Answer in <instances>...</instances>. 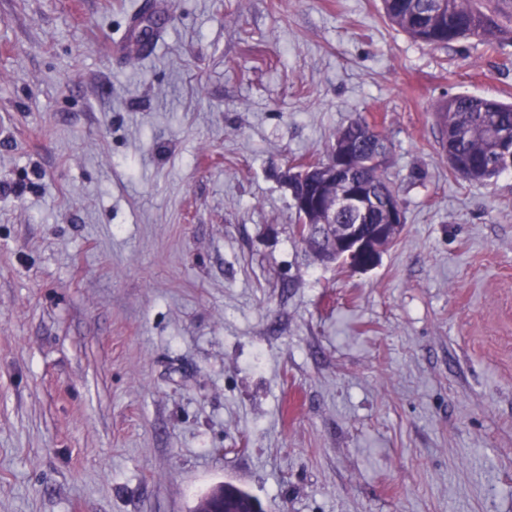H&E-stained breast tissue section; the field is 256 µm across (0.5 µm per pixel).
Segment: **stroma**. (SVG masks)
Returning a JSON list of instances; mask_svg holds the SVG:
<instances>
[{"instance_id":"stroma-1","label":"stroma","mask_w":512,"mask_h":512,"mask_svg":"<svg viewBox=\"0 0 512 512\" xmlns=\"http://www.w3.org/2000/svg\"><path fill=\"white\" fill-rule=\"evenodd\" d=\"M512 41L382 0H0V512H512V173L434 108ZM363 119L404 228L318 260L281 175ZM215 493L207 501L205 507L201 510L203 512H224V493L228 491V496L241 505H246L249 508L253 507V501H256L246 491L242 490L231 484H224L220 488L218 486Z\"/></svg>"}]
</instances>
